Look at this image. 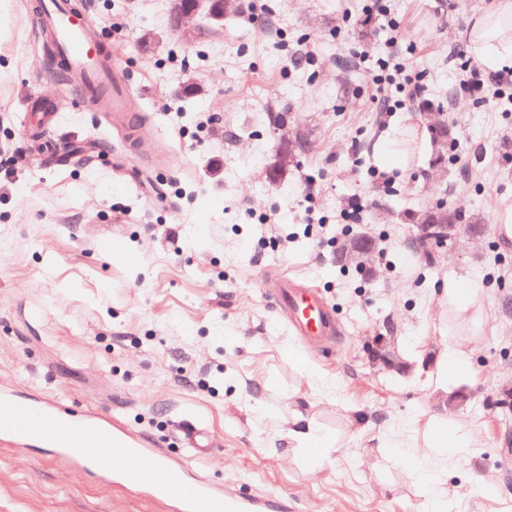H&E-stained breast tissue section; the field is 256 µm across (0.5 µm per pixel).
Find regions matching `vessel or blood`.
Masks as SVG:
<instances>
[{
	"label": "vessel or blood",
	"mask_w": 512,
	"mask_h": 512,
	"mask_svg": "<svg viewBox=\"0 0 512 512\" xmlns=\"http://www.w3.org/2000/svg\"><path fill=\"white\" fill-rule=\"evenodd\" d=\"M33 30L47 41L63 72L73 77L80 98L106 101L123 116L131 89L117 53L96 39L93 21L75 0H35ZM298 335L320 340L333 335L334 316L319 294L280 280L273 292ZM0 444H39L69 461L93 467L113 483L171 506L173 512H292L288 498H265L234 488L217 489L183 462L165 457L151 438L117 419L91 414L75 420L46 398L24 401L0 387Z\"/></svg>",
	"instance_id": "1"
}]
</instances>
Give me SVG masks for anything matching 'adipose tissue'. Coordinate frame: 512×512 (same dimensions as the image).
<instances>
[{
	"mask_svg": "<svg viewBox=\"0 0 512 512\" xmlns=\"http://www.w3.org/2000/svg\"><path fill=\"white\" fill-rule=\"evenodd\" d=\"M468 46L485 60L512 58V0H493L473 22Z\"/></svg>",
	"mask_w": 512,
	"mask_h": 512,
	"instance_id": "1",
	"label": "adipose tissue"
}]
</instances>
